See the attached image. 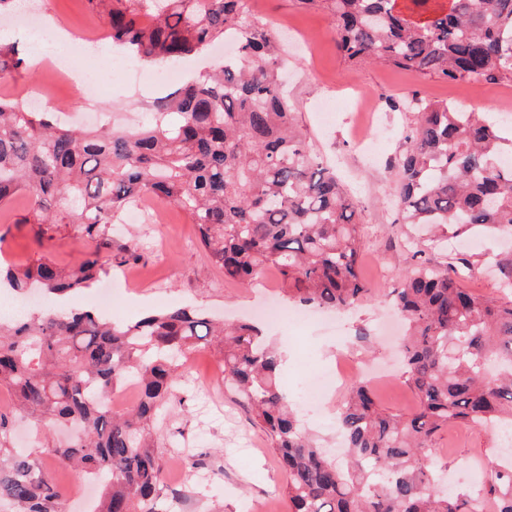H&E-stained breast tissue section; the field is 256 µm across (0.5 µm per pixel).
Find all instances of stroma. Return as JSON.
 Instances as JSON below:
<instances>
[{"label": "stroma", "mask_w": 512, "mask_h": 512, "mask_svg": "<svg viewBox=\"0 0 512 512\" xmlns=\"http://www.w3.org/2000/svg\"><path fill=\"white\" fill-rule=\"evenodd\" d=\"M256 14L282 38L285 91L298 119L325 161L335 166L358 204L363 226L362 277L373 296L344 314L341 331L331 330L321 316L310 321L269 327L268 335L292 359L279 374L289 393L305 388L315 373L333 366L337 355L353 358L363 371L377 372L370 387L379 402L391 411L410 412L416 397L399 376L398 341L381 335L390 307L385 294L406 268V238L417 236L412 225L397 223L394 175L388 163L402 149V132L410 124L408 114L390 111L387 99L419 91L432 100L471 103L475 109L494 113L512 102V83L471 80L450 83L433 76L382 66L369 61L350 64L336 50L332 18L324 10H306L297 0H252ZM97 91L75 98L71 80L24 64L0 73V97L27 102L31 89L44 88L59 111L73 114L75 123H96L98 115H111V125L134 129L148 123L174 85L128 79L122 52L99 41ZM364 92L381 115L372 130L371 157H364L355 139L353 103ZM147 220L128 225L144 247L143 259L134 264L133 287H125L124 270L112 271L115 289L113 319L134 320L151 310L191 305L218 319H256L272 303L286 311L278 279L258 277L250 285L226 281L205 251L196 245V227L178 209L155 199L141 203ZM30 208L15 202L0 210V253L15 264L47 255L66 264L79 258L87 245L70 231L38 237V225L30 220ZM512 246L490 238L475 245V271L467 286L475 293L501 294L497 261ZM194 374L180 384L179 403L173 404L160 423L163 440L159 454L169 485L188 491L181 512H288L282 489L288 480L271 451L264 430L247 406L224 387V363L211 343H200L192 352ZM343 394H330L314 407L301 408L305 428L324 447L335 448L339 439L336 411ZM60 428L36 427L16 419L14 443L25 456L44 462L61 491L68 512H89L78 489L82 477L50 462L42 443L46 435H60ZM499 442L488 428L470 424L448 427L437 438L431 467L452 478L454 489L475 490L481 473L498 461ZM202 458L199 467H185L187 456Z\"/></svg>", "instance_id": "obj_1"}]
</instances>
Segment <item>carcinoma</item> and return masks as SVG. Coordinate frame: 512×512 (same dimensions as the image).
Returning a JSON list of instances; mask_svg holds the SVG:
<instances>
[{"label": "carcinoma", "mask_w": 512, "mask_h": 512, "mask_svg": "<svg viewBox=\"0 0 512 512\" xmlns=\"http://www.w3.org/2000/svg\"><path fill=\"white\" fill-rule=\"evenodd\" d=\"M107 19L112 46L169 63L231 34L236 62L186 83L162 111L134 130L59 127L50 112L0 98V208L27 198L46 234L65 224L89 244L60 265L40 255L0 269L23 294L88 288L112 268L141 258L115 233L122 215L153 196L185 212L224 280L244 284L276 270L288 298L347 311L368 299L361 278L358 204L297 122L284 95L280 45L250 0H87ZM333 18L336 47L349 63L372 61L451 83L512 81V0H297ZM18 46L0 44V72L21 68ZM415 113L392 169L405 224L427 231L408 249L415 263L386 297L403 317L401 378L417 398L410 413L383 408L362 380L348 390L336 424L348 453L340 465L300 427L276 380L277 349L249 323H214L177 307L135 322L93 310L47 306L24 320H0V389L14 399L0 413V454L13 415L78 428L47 452L90 477L106 476L98 512H177L184 494L163 482L153 423L176 397L185 361L201 340L224 359V386L246 400L288 472L289 512H512V469L490 466L475 493L438 487L430 466L437 436L461 423L512 424V299L465 287L471 256L427 252L473 229L512 237V165L497 124L415 92ZM180 116L176 125L167 113ZM512 293V257L498 262ZM128 381L135 405L104 402ZM19 512H66L42 464L25 457L0 466V499Z\"/></svg>", "instance_id": "cac0c4a2"}]
</instances>
